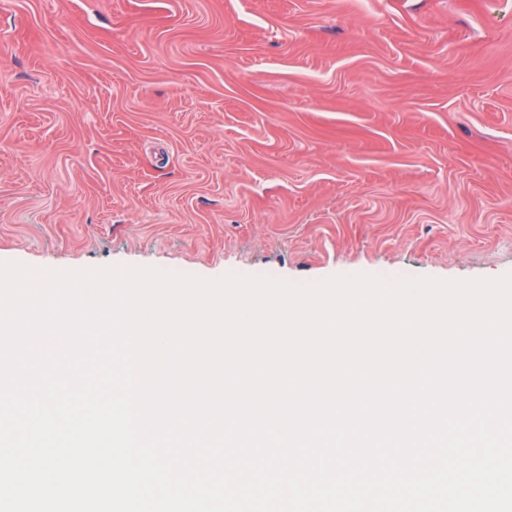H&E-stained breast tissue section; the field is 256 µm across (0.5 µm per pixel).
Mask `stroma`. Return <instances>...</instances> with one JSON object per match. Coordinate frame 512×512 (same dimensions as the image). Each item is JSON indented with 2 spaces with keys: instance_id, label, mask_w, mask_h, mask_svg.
Masks as SVG:
<instances>
[{
  "instance_id": "1",
  "label": "stroma",
  "mask_w": 512,
  "mask_h": 512,
  "mask_svg": "<svg viewBox=\"0 0 512 512\" xmlns=\"http://www.w3.org/2000/svg\"><path fill=\"white\" fill-rule=\"evenodd\" d=\"M0 262L512 273V0H0Z\"/></svg>"
}]
</instances>
